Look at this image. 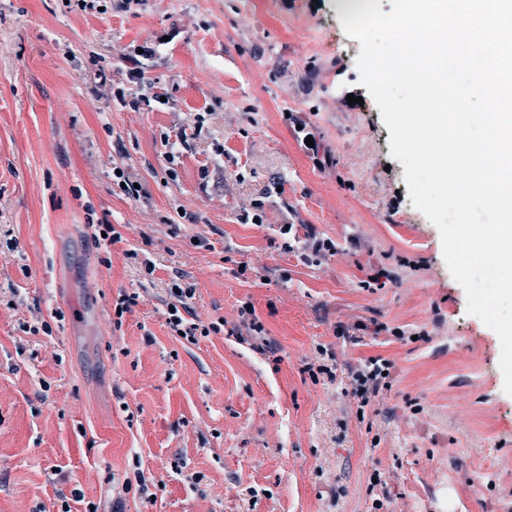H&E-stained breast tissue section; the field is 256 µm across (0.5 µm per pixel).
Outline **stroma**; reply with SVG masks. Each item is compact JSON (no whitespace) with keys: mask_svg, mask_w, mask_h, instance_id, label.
<instances>
[{"mask_svg":"<svg viewBox=\"0 0 512 512\" xmlns=\"http://www.w3.org/2000/svg\"><path fill=\"white\" fill-rule=\"evenodd\" d=\"M340 18L336 0H0V512H512L500 339L375 101H342L361 83ZM311 231L338 254L309 255ZM177 286L208 335L170 329ZM370 358L393 370L363 406ZM286 118L288 120H291V123H293V128L296 133L297 140L300 146L305 150L308 157L312 160L313 165L319 169L324 168L325 164L328 162V158L326 154H320V145L317 141L315 134L309 129L308 125L299 117L289 114V117ZM297 125H302V129L298 130ZM307 136H312V139L314 141V147H308L306 145Z\"/></svg>","mask_w":512,"mask_h":512,"instance_id":"1","label":"stroma"}]
</instances>
